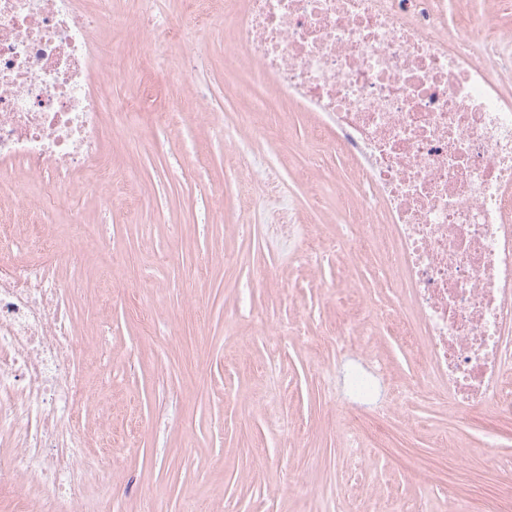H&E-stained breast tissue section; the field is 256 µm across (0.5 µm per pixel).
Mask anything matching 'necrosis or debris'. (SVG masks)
Wrapping results in <instances>:
<instances>
[{
	"label": "necrosis or debris",
	"instance_id": "1",
	"mask_svg": "<svg viewBox=\"0 0 512 512\" xmlns=\"http://www.w3.org/2000/svg\"><path fill=\"white\" fill-rule=\"evenodd\" d=\"M226 18L247 63L351 161L350 248L408 289L438 399L474 410L493 395L511 417L512 31L469 0H243ZM124 21L112 0H0V196L16 208L0 226V437L14 451L0 488L21 477L75 496L88 469L112 476L85 455L79 418L95 395L75 371L85 345L55 273L62 258L110 250L88 223L58 246L15 171L111 208L105 140L131 115L92 89V69L113 70L90 34ZM249 178L269 223H284L273 167L253 156Z\"/></svg>",
	"mask_w": 512,
	"mask_h": 512
}]
</instances>
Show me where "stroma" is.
Segmentation results:
<instances>
[{"mask_svg": "<svg viewBox=\"0 0 512 512\" xmlns=\"http://www.w3.org/2000/svg\"><path fill=\"white\" fill-rule=\"evenodd\" d=\"M185 35L200 53L178 41L152 52L132 21L91 35L111 46L119 72L93 73V89L140 116L108 136L112 210L89 192L57 205L58 223L80 215L112 249L68 297L88 380L110 405L106 415L88 406L86 425L112 429V480L84 486L85 512H408L423 500L444 512L458 455L470 473L462 512H512V419L490 405L440 404L417 355L422 333L378 323L332 342L360 307L399 299L404 318L417 319L406 289L378 287L375 265L336 247L352 238L343 209L355 201L334 189L347 162L330 156L310 187L301 172L318 151L313 114L251 113V98L272 85L237 53L223 12L189 21ZM228 126L261 130L256 148L319 238L317 255L241 209L229 176L244 162L224 144ZM353 368L372 378L373 404L396 408L387 427L409 438L404 453L346 431Z\"/></svg>", "mask_w": 512, "mask_h": 512, "instance_id": "1", "label": "stroma"}]
</instances>
